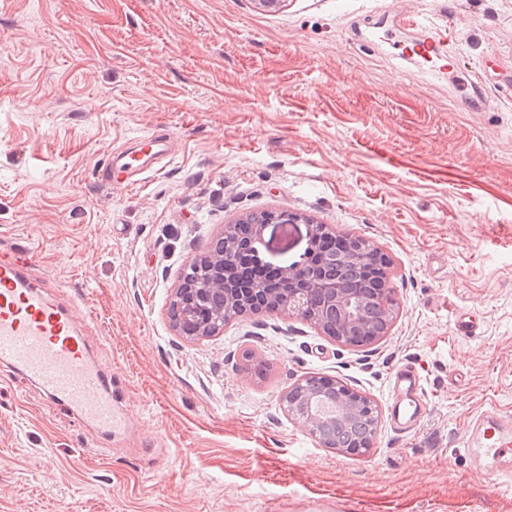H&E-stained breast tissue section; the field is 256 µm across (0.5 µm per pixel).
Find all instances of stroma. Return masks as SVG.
Returning <instances> with one entry per match:
<instances>
[{
	"label": "stroma",
	"instance_id": "1",
	"mask_svg": "<svg viewBox=\"0 0 512 512\" xmlns=\"http://www.w3.org/2000/svg\"><path fill=\"white\" fill-rule=\"evenodd\" d=\"M400 13L446 30L458 70L393 58ZM511 72L512 0H0V251L27 252L124 417L106 433L0 362V512H512L464 447L472 418L512 416ZM152 133L168 159L98 181ZM264 210L299 217L264 261L302 260L313 224L391 259L386 339L346 349L279 312L174 335L183 270ZM402 362L427 402L407 433L386 414ZM313 374L382 410L369 454L283 416Z\"/></svg>",
	"mask_w": 512,
	"mask_h": 512
}]
</instances>
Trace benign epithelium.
Segmentation results:
<instances>
[{"mask_svg":"<svg viewBox=\"0 0 512 512\" xmlns=\"http://www.w3.org/2000/svg\"><path fill=\"white\" fill-rule=\"evenodd\" d=\"M244 222L253 224V237L244 243L228 242L222 252L207 253L202 256L209 263V275L190 286L180 281L173 290L172 298L181 301L184 308L182 322L187 324L188 333H182L175 326L177 335L190 341L215 336L220 329L212 328L207 318V309L218 301L230 317L242 302L252 305H270L273 311L288 313L308 320L333 341L345 348H355L351 333L365 337L364 346H370L383 340L388 331L377 332L368 318L363 315L361 305L363 296L355 294L341 286L336 269L351 267L357 274L366 273L371 278L386 283L388 259L379 251H373L362 245L336 258L332 265L309 250L301 262L280 265L281 279L270 283H259L251 288L236 287L240 277L239 265L234 255L236 251L246 252V266H263L260 247L264 232L269 226L250 215ZM343 386L342 391L331 395L324 393L318 384L297 383L303 406L295 408L288 395L281 398V409L289 420L300 425L324 448L329 447L324 429L336 422H350L360 411L374 401L355 388L336 381Z\"/></svg>","mask_w":512,"mask_h":512,"instance_id":"1","label":"benign epithelium"}]
</instances>
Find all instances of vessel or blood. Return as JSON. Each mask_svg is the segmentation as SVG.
<instances>
[{
	"label": "vessel or blood",
	"instance_id": "1",
	"mask_svg": "<svg viewBox=\"0 0 512 512\" xmlns=\"http://www.w3.org/2000/svg\"><path fill=\"white\" fill-rule=\"evenodd\" d=\"M413 40L400 44L402 57L416 60L435 72L454 70L456 54L448 48L442 29L419 22ZM169 152L167 141L155 136L139 138L136 152L108 159L98 178L107 186L134 183L153 160ZM24 254L0 257V360L11 363L37 381L53 398L66 401L112 429L120 417L104 385V377L85 358V342L64 309L50 300L41 284L31 278ZM421 377L415 365L400 366L393 378L392 417L401 426L424 411ZM468 445L476 467L495 462L503 476L512 475V420L488 411L467 426Z\"/></svg>",
	"mask_w": 512,
	"mask_h": 512
}]
</instances>
